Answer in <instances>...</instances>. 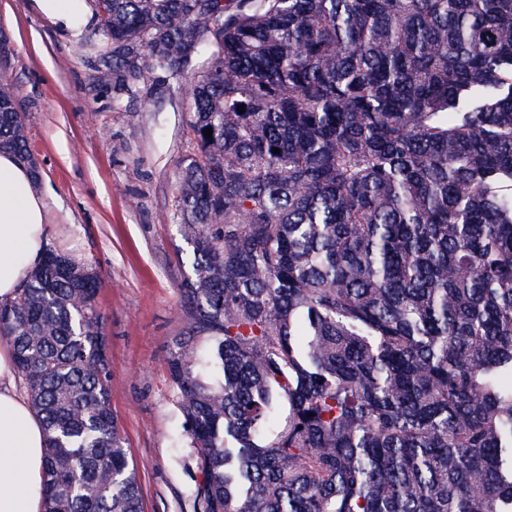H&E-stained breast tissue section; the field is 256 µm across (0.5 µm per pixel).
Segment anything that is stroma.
Instances as JSON below:
<instances>
[{
  "label": "stroma",
  "instance_id": "obj_1",
  "mask_svg": "<svg viewBox=\"0 0 512 512\" xmlns=\"http://www.w3.org/2000/svg\"><path fill=\"white\" fill-rule=\"evenodd\" d=\"M0 77L29 117L47 192L48 247L99 271L111 405L134 461L145 512H197L202 475L175 402L168 359L186 322L179 285L190 250L176 215V180L193 137L189 74L157 72L136 93L99 84L89 42L38 15L32 0H0Z\"/></svg>",
  "mask_w": 512,
  "mask_h": 512
}]
</instances>
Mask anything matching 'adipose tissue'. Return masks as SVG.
Here are the masks:
<instances>
[{"label": "adipose tissue", "mask_w": 512, "mask_h": 512, "mask_svg": "<svg viewBox=\"0 0 512 512\" xmlns=\"http://www.w3.org/2000/svg\"><path fill=\"white\" fill-rule=\"evenodd\" d=\"M37 12L75 31L90 18L86 0H33ZM48 243L47 203L29 168L0 152V302L11 301ZM8 345H0V512H44L45 433L18 391Z\"/></svg>", "instance_id": "adipose-tissue-1"}]
</instances>
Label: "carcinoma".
<instances>
[{"label": "carcinoma", "mask_w": 512, "mask_h": 512, "mask_svg": "<svg viewBox=\"0 0 512 512\" xmlns=\"http://www.w3.org/2000/svg\"><path fill=\"white\" fill-rule=\"evenodd\" d=\"M94 6L119 91L217 46L168 359L199 512H512V0ZM27 130L1 78L0 151L28 160ZM99 280L49 251L0 303L45 512H144Z\"/></svg>", "instance_id": "1"}]
</instances>
